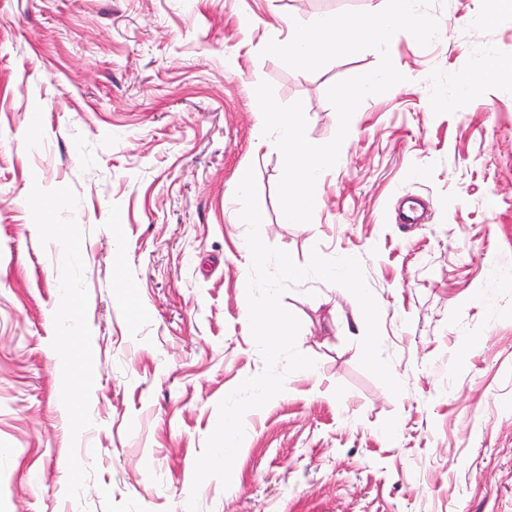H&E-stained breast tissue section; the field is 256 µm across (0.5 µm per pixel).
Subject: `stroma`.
<instances>
[{
    "label": "stroma",
    "instance_id": "1",
    "mask_svg": "<svg viewBox=\"0 0 512 512\" xmlns=\"http://www.w3.org/2000/svg\"><path fill=\"white\" fill-rule=\"evenodd\" d=\"M385 4L0 0V512H512V0H433L441 36L393 37L405 81L354 113L310 223L256 142L260 81L324 144L329 86L380 61L290 69L262 53L285 19ZM243 166L267 244L360 259L404 390L360 366L347 290L290 285L316 374L246 413L229 487L196 489L219 402L264 368ZM404 194L425 223L394 222Z\"/></svg>",
    "mask_w": 512,
    "mask_h": 512
}]
</instances>
